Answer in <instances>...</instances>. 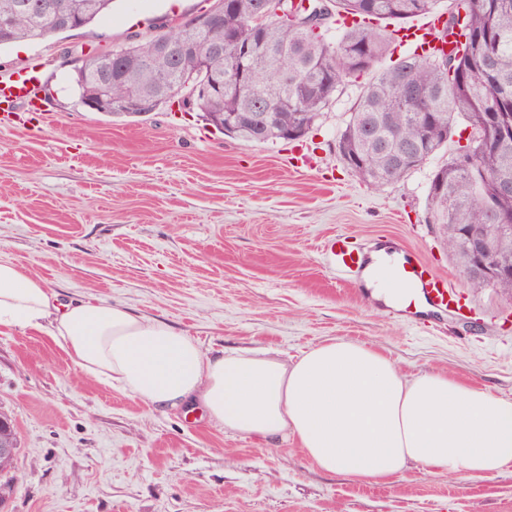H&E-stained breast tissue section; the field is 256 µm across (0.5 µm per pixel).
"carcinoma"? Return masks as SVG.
<instances>
[{
    "instance_id": "carcinoma-1",
    "label": "carcinoma",
    "mask_w": 512,
    "mask_h": 512,
    "mask_svg": "<svg viewBox=\"0 0 512 512\" xmlns=\"http://www.w3.org/2000/svg\"><path fill=\"white\" fill-rule=\"evenodd\" d=\"M114 0H0V48L71 31L53 20L68 15L85 27L112 9ZM449 0L452 26L466 38L462 55L410 50L376 71L358 95L338 139L341 161L360 181L380 188L397 183L447 145L456 127L471 129L467 148L474 157L467 171L456 159L431 174L426 222L435 224L443 244L463 272L472 260L467 226L491 231L512 222V138L498 140L495 126H512V0H467L464 12ZM326 24L310 29L270 18L258 28L252 16L260 0H215L201 44L218 40L222 50L207 55L206 70L224 88L196 101L205 121L224 119V131L246 142L292 141L314 128L345 80L368 71L387 50L389 36L374 20L396 22L436 10L439 0H311ZM342 26L329 40L332 18ZM135 38L123 46L88 53L72 81L80 101L99 95L110 73L112 114L137 117L192 91L199 81L198 55L156 53L164 38L193 39L197 28L183 23ZM273 109L276 121L258 133L251 117Z\"/></svg>"
}]
</instances>
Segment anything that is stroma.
Masks as SVG:
<instances>
[{
	"instance_id": "1",
	"label": "stroma",
	"mask_w": 512,
	"mask_h": 512,
	"mask_svg": "<svg viewBox=\"0 0 512 512\" xmlns=\"http://www.w3.org/2000/svg\"><path fill=\"white\" fill-rule=\"evenodd\" d=\"M215 0H114L94 23L0 49V73L45 86L21 126L0 125V258L61 301L94 298L162 322L204 353L288 361L328 339L379 349L408 376L445 372L512 400V295L472 287L425 221L429 177L457 142L374 188L337 136L369 74L348 79L312 133L247 143L195 112L107 116L83 106L64 51H101ZM342 235L415 251L459 293L462 315L409 321L322 251ZM0 413L15 428L0 512H512V473L469 481L412 466L385 484L321 471L295 441L264 445L207 415L155 409L73 365L47 333H0Z\"/></svg>"
}]
</instances>
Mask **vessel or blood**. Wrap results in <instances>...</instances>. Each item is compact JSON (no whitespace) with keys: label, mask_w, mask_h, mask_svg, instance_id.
I'll list each match as a JSON object with an SVG mask.
<instances>
[{"label":"vessel or blood","mask_w":512,"mask_h":512,"mask_svg":"<svg viewBox=\"0 0 512 512\" xmlns=\"http://www.w3.org/2000/svg\"><path fill=\"white\" fill-rule=\"evenodd\" d=\"M444 25L443 15H429L402 29L400 35L403 43L411 48L450 53L455 50L456 42L453 36L443 35ZM33 81L34 78L30 75L1 77L0 102L11 107L30 100ZM326 248L331 254L337 274L343 281L353 283L362 276L367 256L347 238H331ZM388 256L389 260L383 265L382 271L388 290L398 301L400 312L411 314L413 306L421 298L438 313L465 309L466 300L454 285L434 272L416 254L395 247L389 251Z\"/></svg>","instance_id":"1"}]
</instances>
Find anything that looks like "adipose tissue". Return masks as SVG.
I'll return each instance as SVG.
<instances>
[{
	"label": "adipose tissue",
	"mask_w": 512,
	"mask_h": 512,
	"mask_svg": "<svg viewBox=\"0 0 512 512\" xmlns=\"http://www.w3.org/2000/svg\"><path fill=\"white\" fill-rule=\"evenodd\" d=\"M81 371L157 409L203 407L225 431L294 439L318 468L368 484L411 465L481 479L512 471V401L443 373L407 376L376 348L331 339L294 363L204 354L191 337L96 300L60 303L0 260V327L41 331Z\"/></svg>",
	"instance_id": "adipose-tissue-1"
}]
</instances>
